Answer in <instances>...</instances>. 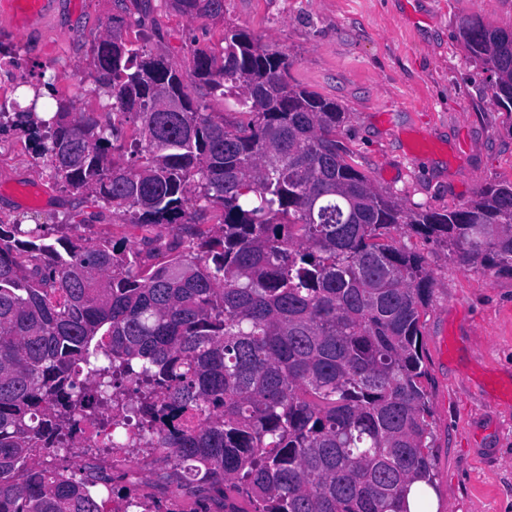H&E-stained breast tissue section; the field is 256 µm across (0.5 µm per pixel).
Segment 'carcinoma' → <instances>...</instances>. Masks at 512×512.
<instances>
[{"label": "carcinoma", "mask_w": 512, "mask_h": 512, "mask_svg": "<svg viewBox=\"0 0 512 512\" xmlns=\"http://www.w3.org/2000/svg\"><path fill=\"white\" fill-rule=\"evenodd\" d=\"M168 2L192 20L224 11ZM125 25L113 16L95 48L90 93L111 118L73 116L44 71L28 106L0 112L54 183L170 233L52 243L45 224L0 223V512H108L114 496L138 508L135 488L96 467L75 478L34 461L38 440L76 447V423L109 400L128 432L79 455L167 449L191 512H242L238 497L251 512H408L409 486L434 479L420 345L433 278L389 234L512 273V182L447 211L406 208L348 160L347 113L288 80L285 50L232 27L220 57L195 54L194 82L235 98L229 120ZM456 38L511 113L512 28L465 15ZM210 208L219 221L204 226Z\"/></svg>", "instance_id": "obj_1"}]
</instances>
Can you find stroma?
I'll return each mask as SVG.
<instances>
[{
  "instance_id": "stroma-1",
  "label": "stroma",
  "mask_w": 512,
  "mask_h": 512,
  "mask_svg": "<svg viewBox=\"0 0 512 512\" xmlns=\"http://www.w3.org/2000/svg\"><path fill=\"white\" fill-rule=\"evenodd\" d=\"M129 38L183 74L197 49L220 47L226 26L285 49L291 82L349 114L338 140L379 190L406 207L459 206L485 184L512 181V117L485 91L486 74L455 39L460 17L512 26V0H224V13L188 20L166 0L138 26L141 0H125ZM114 0H51L26 29L0 17V45L20 54L18 75L55 68L75 111H87L74 72L92 73L93 47ZM36 213L52 237L138 243L142 228L81 190L55 185L14 132L0 134V222ZM72 223L62 226L64 216ZM434 278L420 344L428 370L438 512H512V273L460 265L448 250L406 237ZM453 348L443 351L442 339Z\"/></svg>"
}]
</instances>
